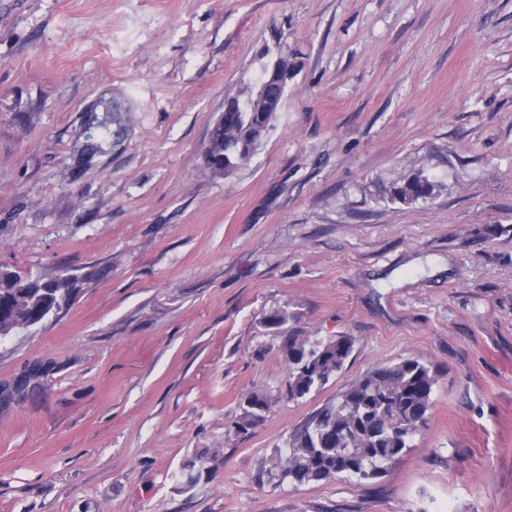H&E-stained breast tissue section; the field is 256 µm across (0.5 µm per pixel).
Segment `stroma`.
Segmentation results:
<instances>
[{
  "instance_id": "obj_1",
  "label": "stroma",
  "mask_w": 512,
  "mask_h": 512,
  "mask_svg": "<svg viewBox=\"0 0 512 512\" xmlns=\"http://www.w3.org/2000/svg\"><path fill=\"white\" fill-rule=\"evenodd\" d=\"M275 30L274 126L213 174ZM418 171L432 195L393 200ZM0 266L79 279L0 340V512H512V0H0ZM283 307L354 351L235 434L242 397L287 379ZM407 357L434 403L384 477L256 481Z\"/></svg>"
}]
</instances>
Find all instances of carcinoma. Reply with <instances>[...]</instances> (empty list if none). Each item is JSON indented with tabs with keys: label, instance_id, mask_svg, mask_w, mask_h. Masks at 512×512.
Wrapping results in <instances>:
<instances>
[{
	"label": "carcinoma",
	"instance_id": "carcinoma-1",
	"mask_svg": "<svg viewBox=\"0 0 512 512\" xmlns=\"http://www.w3.org/2000/svg\"><path fill=\"white\" fill-rule=\"evenodd\" d=\"M269 71L264 67L259 95L245 99L247 109L223 113L212 127L206 163L213 174L229 175L239 169V149L256 147L269 133L274 117L266 108H279L284 96L269 79ZM433 191V183L417 172L394 189L393 199L409 203ZM75 292L74 279L63 273L46 274L41 284L20 290L11 287L9 272H1L0 337L14 334L23 320L38 323L64 310ZM279 350L287 371L284 398L299 401L342 372L354 339L339 336L311 343L289 335ZM436 384V371L415 357L373 369L313 411L289 436L285 449H274L259 471V481L303 486L341 477L361 481L384 476L425 426ZM274 401L266 393H247L240 402L235 433L246 434L260 425Z\"/></svg>",
	"mask_w": 512,
	"mask_h": 512
}]
</instances>
